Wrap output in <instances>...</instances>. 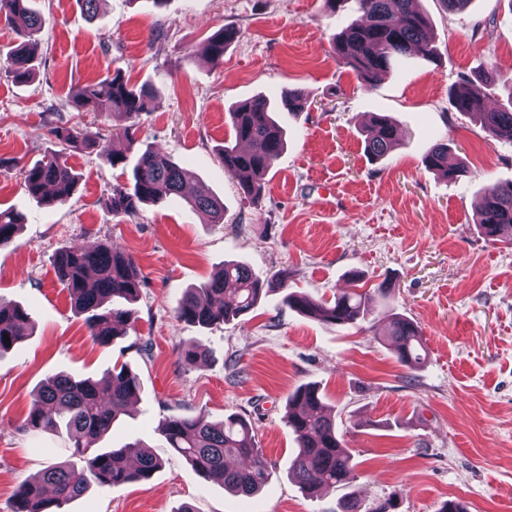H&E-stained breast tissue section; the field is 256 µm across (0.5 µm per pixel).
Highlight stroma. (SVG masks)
Segmentation results:
<instances>
[{
	"mask_svg": "<svg viewBox=\"0 0 512 512\" xmlns=\"http://www.w3.org/2000/svg\"><path fill=\"white\" fill-rule=\"evenodd\" d=\"M431 20L434 57L411 53L371 89L339 65L332 37L359 19L353 0H101L87 16L78 0H33L45 18L36 34V73L26 83L0 75V207L23 228L0 248V297L19 303L33 336L0 355V512L15 490L69 457L67 436L21 430L32 394L49 376L101 379L114 363L142 381L138 399L102 440L140 443L163 461L149 480L91 488L68 512H340L349 490L307 495L287 473L296 450L288 396L315 384L334 415L365 488L361 512L388 498L398 512H439L462 499L468 512H512V245L486 240L474 222L482 192L512 181V144L491 140L456 112L448 92L466 76L512 77V0H472L451 13L420 0ZM237 36L211 63L207 39ZM122 72L156 94L136 120L134 140L114 134L108 112H76L78 86ZM299 91L302 113L279 110L287 148L264 179L259 202L225 173L218 157L242 100ZM397 124L383 158L365 153L370 113ZM79 125L101 138L63 155L79 174L65 204H37L23 171L55 146L53 126ZM447 143L468 169L450 180L425 168ZM161 147L224 204L208 223L181 199L143 206L133 217L107 203L120 175L109 157L134 161ZM131 254L144 282L133 329L111 346L94 343L53 263L58 250L104 240ZM242 261L263 276L284 270L316 299L333 298L359 275L363 288L394 289L356 327H328L267 293L246 316L201 328L180 320L183 292ZM414 320L428 351L412 371L381 341L394 316ZM205 345L207 359L183 365L182 347ZM238 414L248 420L271 475L251 497L202 480L168 448L159 428L171 415Z\"/></svg>",
	"mask_w": 512,
	"mask_h": 512,
	"instance_id": "1",
	"label": "stroma"
}]
</instances>
